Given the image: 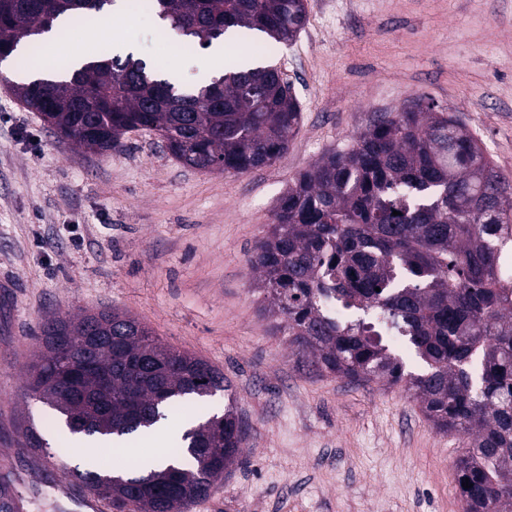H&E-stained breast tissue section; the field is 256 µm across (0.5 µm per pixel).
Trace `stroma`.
Returning <instances> with one entry per match:
<instances>
[{
    "label": "stroma",
    "instance_id": "1",
    "mask_svg": "<svg viewBox=\"0 0 512 512\" xmlns=\"http://www.w3.org/2000/svg\"><path fill=\"white\" fill-rule=\"evenodd\" d=\"M302 34L275 59L302 119L270 166L231 175L183 166L149 131L99 155L58 138L0 77V486L19 512H86L65 468L116 472L120 455L85 460L51 409L23 398V367L54 313L109 306L165 343L223 371L229 393L171 409L205 421L234 403L248 426L239 462L190 512H463L459 435L437 431L403 384L318 370L277 330L253 291L249 259L281 194L344 149L373 112L418 94L458 116L512 176V0H306ZM136 54L183 84L210 52L175 55L182 37L130 14ZM60 451L37 468L23 431Z\"/></svg>",
    "mask_w": 512,
    "mask_h": 512
}]
</instances>
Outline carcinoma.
<instances>
[{
    "label": "carcinoma",
    "mask_w": 512,
    "mask_h": 512,
    "mask_svg": "<svg viewBox=\"0 0 512 512\" xmlns=\"http://www.w3.org/2000/svg\"><path fill=\"white\" fill-rule=\"evenodd\" d=\"M107 2L0 0V48L23 70L44 49L36 35L60 17L93 24ZM147 8L184 37L187 52L232 27L293 42L307 22L305 0H150ZM54 72L56 80L14 84L13 94L60 137L99 154L146 129L188 167L242 174L278 160L301 121L272 64L241 62L194 87L132 53L74 71L65 60ZM219 85L216 105L208 93ZM510 250L512 177L457 116L421 94L399 112L373 113L348 149L300 172L250 258L268 313L322 371L402 383L437 430L464 438L456 468L465 512H512ZM38 341L26 396L93 440L150 433L174 403L229 387L219 369L110 307L52 316ZM396 347L421 369L405 371ZM83 353L92 366L74 388L62 371ZM245 436L230 404L170 449L184 469L74 478L116 512H188L237 464Z\"/></svg>",
    "instance_id": "carcinoma-1"
}]
</instances>
